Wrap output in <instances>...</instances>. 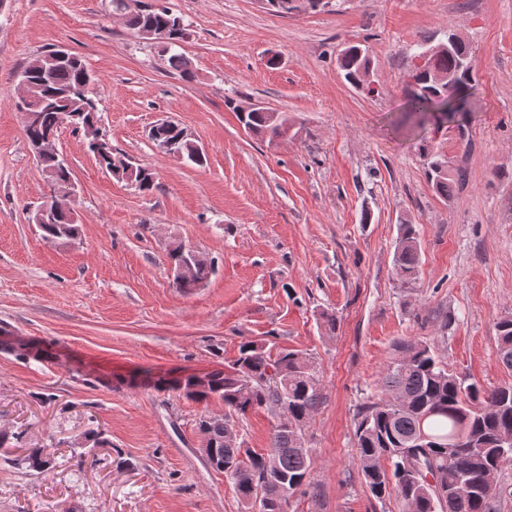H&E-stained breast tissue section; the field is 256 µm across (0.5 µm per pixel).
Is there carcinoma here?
<instances>
[{
    "label": "carcinoma",
    "instance_id": "carcinoma-1",
    "mask_svg": "<svg viewBox=\"0 0 512 512\" xmlns=\"http://www.w3.org/2000/svg\"><path fill=\"white\" fill-rule=\"evenodd\" d=\"M112 10L124 25L142 34L148 28L165 33L167 43L184 36L182 18L166 9L151 10L142 0H112ZM339 66L345 79L360 86L370 73L368 50L353 45L341 53ZM26 78L42 106L41 123L25 130L30 150L48 133L56 130L58 114L70 112V123L82 130L100 120L98 104L86 101L79 91L93 81V75L77 56L58 61L46 52L25 68ZM442 74L454 84L460 100L473 86V63L464 43L451 46L436 56L429 71L415 63L408 71L405 90L414 102L409 111L425 119L428 102L444 93L435 75ZM244 128L274 139L288 126V118L259 109L246 115ZM151 141L158 147L175 143L188 161L201 165L205 157L196 154L190 141L181 138L176 127L151 128ZM42 171L52 173L51 186L62 188L72 175L53 155L41 157ZM428 178L441 197L453 192L444 162H429ZM141 191L154 186V173L136 166L133 180ZM80 225L65 215L51 224L40 225L44 240H67L78 235ZM394 263L401 277L411 282L419 274V250L412 226L404 225L397 242ZM195 273L177 288L190 292L202 287L213 275V262L197 255ZM499 360L512 370V318L496 323ZM199 386L189 376L175 389L197 401L216 399L224 404V415L205 416L198 422L202 441L209 449L207 465L231 481L245 512H286L298 493L312 494L310 480L315 465L312 449L304 445L303 428L321 404L319 376L303 354L283 349L271 354L266 345L248 340L239 346V356L227 367L205 374ZM287 404L286 423L272 425L270 447L258 453L245 445L239 421L250 411ZM512 386L487 389L470 383L448 370L427 343L398 339L381 376L378 391L359 406L355 421L358 471L370 493L377 499L395 496L403 512H499L495 474L512 463ZM28 470L38 473L54 468V459L41 448H32L22 459Z\"/></svg>",
    "mask_w": 512,
    "mask_h": 512
}]
</instances>
